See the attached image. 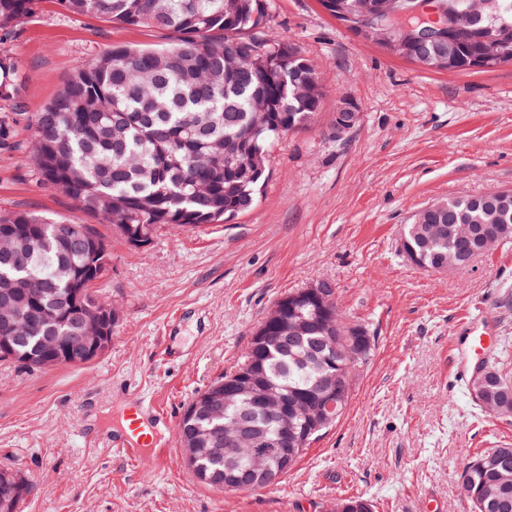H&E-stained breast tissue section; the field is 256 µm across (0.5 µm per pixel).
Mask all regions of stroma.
<instances>
[{"instance_id":"stroma-1","label":"stroma","mask_w":512,"mask_h":512,"mask_svg":"<svg viewBox=\"0 0 512 512\" xmlns=\"http://www.w3.org/2000/svg\"><path fill=\"white\" fill-rule=\"evenodd\" d=\"M267 3L263 38L314 63L324 97L311 127L272 145L250 213L204 230L164 227L136 249L40 186L26 153L0 155V210L96 224L111 253L101 296L119 311L110 346L86 365L0 362V467L31 486L18 512H327L351 496L373 512H472L464 465L512 443V418L478 416L450 369L463 315L489 311L490 351L512 348V244L436 273L400 246L404 224L431 203L512 190V65L427 71L361 42L319 0ZM168 42L42 0L1 42L20 91L0 112L41 111L76 62ZM345 102L358 119L341 130ZM323 280L345 321L375 338L340 419L275 484L228 493L201 483L180 446L182 414L236 365L277 300ZM152 396L168 410L145 420L151 445L170 451L166 465H132L92 442Z\"/></svg>"}]
</instances>
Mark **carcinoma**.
<instances>
[{"label": "carcinoma", "mask_w": 512, "mask_h": 512, "mask_svg": "<svg viewBox=\"0 0 512 512\" xmlns=\"http://www.w3.org/2000/svg\"><path fill=\"white\" fill-rule=\"evenodd\" d=\"M74 15L101 16L113 24L153 28L173 36L158 49L115 46L81 61L62 91L40 112L27 117L32 130L31 154L38 181L71 198L85 213L113 226L123 239L141 229L154 238L162 226L194 230L229 223L257 205L268 180L266 156L281 135L305 128L319 112L324 96L317 70L288 41L255 52L268 19L267 0H58ZM41 0H0V42L19 23L34 16ZM444 14L457 15L453 37V71L469 72L500 66L490 62L477 68L484 39L492 36L512 63V0H436ZM20 78L17 62L0 46V100H13ZM21 112H0V153L24 149L16 140ZM247 141L251 153L238 166H224V148ZM61 219L38 213L0 211V228L21 224L26 239L0 248V281H13L15 302L36 311L41 328L19 325L17 340L0 361L40 370L46 356L40 337L62 336L69 326L65 315L74 307L69 285L57 277L60 266L81 272L80 303L89 309L108 302L97 296L110 261V252L80 250L61 235ZM473 246L482 241L512 243V203L503 208L492 198L464 195L444 201L435 210L416 213L405 225L401 251L413 250L417 267L436 272L454 263L467 265L460 239ZM341 348L336 365L349 361L348 348L363 345L361 367L371 361L374 339L338 319ZM318 326L288 340L282 347L272 340L261 351L263 377L292 398L313 397L334 366ZM256 356L247 345L235 369L211 388L224 386L250 366ZM467 390L482 412L512 418V377L498 360L481 376L468 374ZM249 411L252 434L270 442L279 423L242 398L224 408L221 418L199 417L179 424L182 446L197 448L193 466L197 478L224 488L229 467L200 440L236 422ZM20 490L0 485V512H16L30 488L17 471L0 469ZM463 494L474 512H512V446L501 445L477 454L465 467ZM366 498L339 499L330 512H359Z\"/></svg>", "instance_id": "obj_1"}]
</instances>
